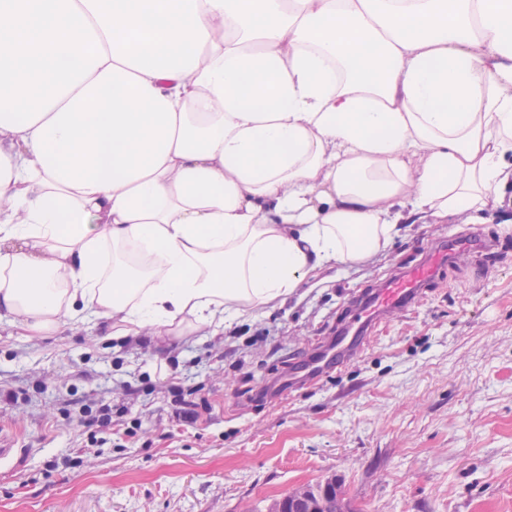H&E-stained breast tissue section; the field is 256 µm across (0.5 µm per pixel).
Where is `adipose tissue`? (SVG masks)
Wrapping results in <instances>:
<instances>
[{
	"instance_id": "ef3b65f1",
	"label": "adipose tissue",
	"mask_w": 512,
	"mask_h": 512,
	"mask_svg": "<svg viewBox=\"0 0 512 512\" xmlns=\"http://www.w3.org/2000/svg\"><path fill=\"white\" fill-rule=\"evenodd\" d=\"M512 183V0H0V321L222 329Z\"/></svg>"
}]
</instances>
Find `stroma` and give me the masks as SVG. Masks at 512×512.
<instances>
[{"instance_id":"35a3bbf8","label":"stroma","mask_w":512,"mask_h":512,"mask_svg":"<svg viewBox=\"0 0 512 512\" xmlns=\"http://www.w3.org/2000/svg\"><path fill=\"white\" fill-rule=\"evenodd\" d=\"M505 198L481 224L403 225L383 252L218 333L127 350L102 324L26 337L1 322L0 385L31 401H0L17 449L0 459V512H270L288 490L329 482L344 512H512V186ZM464 233L494 250L448 267L319 381L270 392L335 335L351 297ZM133 372L130 396L116 382ZM196 383L187 423L173 392ZM73 385L128 407L143 433L116 424L86 448L60 413Z\"/></svg>"}]
</instances>
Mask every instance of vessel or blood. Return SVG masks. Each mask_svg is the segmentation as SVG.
Returning <instances> with one entry per match:
<instances>
[{
	"mask_svg": "<svg viewBox=\"0 0 512 512\" xmlns=\"http://www.w3.org/2000/svg\"><path fill=\"white\" fill-rule=\"evenodd\" d=\"M491 241L460 237L446 244L424 249L420 259L388 278L366 295L353 298L346 315L330 341L316 356L304 363V382H312L326 369L354 356L392 311H409L429 287L443 265L471 257L476 250L490 249Z\"/></svg>",
	"mask_w": 512,
	"mask_h": 512,
	"instance_id": "1",
	"label": "vessel or blood"
}]
</instances>
